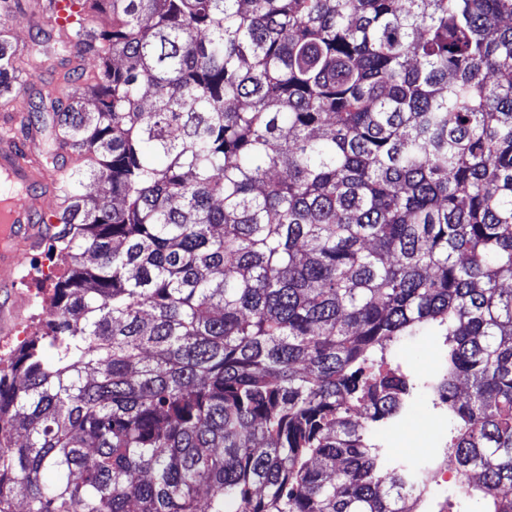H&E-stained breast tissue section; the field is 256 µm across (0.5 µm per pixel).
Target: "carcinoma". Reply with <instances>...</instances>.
I'll use <instances>...</instances> for the list:
<instances>
[{
    "label": "carcinoma",
    "instance_id": "obj_1",
    "mask_svg": "<svg viewBox=\"0 0 512 512\" xmlns=\"http://www.w3.org/2000/svg\"><path fill=\"white\" fill-rule=\"evenodd\" d=\"M21 84L79 162L0 512H422L385 434L423 395L512 512V0H0ZM421 334L441 369L390 367ZM7 25L11 29L14 41L18 42L20 46H24L26 49L28 47L31 48L37 41H40L36 30L32 29L28 17L21 12L15 13L8 21Z\"/></svg>",
    "mask_w": 512,
    "mask_h": 512
}]
</instances>
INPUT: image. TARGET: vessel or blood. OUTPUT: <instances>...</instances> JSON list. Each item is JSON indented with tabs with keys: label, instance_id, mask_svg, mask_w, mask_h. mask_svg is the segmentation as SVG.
<instances>
[{
	"label": "vessel or blood",
	"instance_id": "vessel-or-blood-1",
	"mask_svg": "<svg viewBox=\"0 0 512 512\" xmlns=\"http://www.w3.org/2000/svg\"><path fill=\"white\" fill-rule=\"evenodd\" d=\"M0 175L23 189L0 215L9 228L7 242L0 243V288H14L19 283L21 255L37 249L47 235L46 207L56 199L59 176L43 168L15 136L0 138ZM25 303L18 294L12 305L0 307L1 335L11 334Z\"/></svg>",
	"mask_w": 512,
	"mask_h": 512
}]
</instances>
